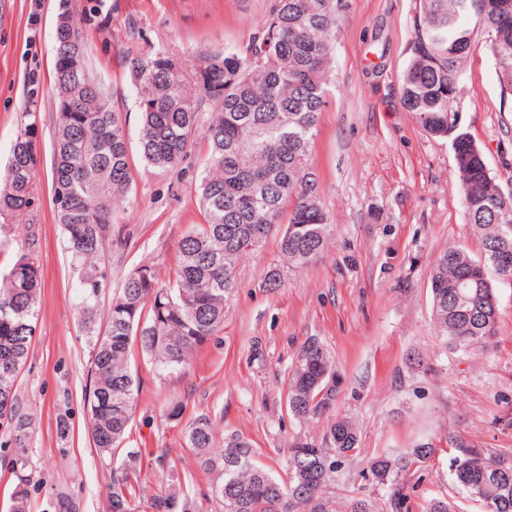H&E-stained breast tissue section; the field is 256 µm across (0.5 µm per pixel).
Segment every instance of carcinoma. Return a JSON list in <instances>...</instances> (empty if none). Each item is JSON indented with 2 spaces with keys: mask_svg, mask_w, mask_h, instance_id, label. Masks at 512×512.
<instances>
[{
  "mask_svg": "<svg viewBox=\"0 0 512 512\" xmlns=\"http://www.w3.org/2000/svg\"><path fill=\"white\" fill-rule=\"evenodd\" d=\"M411 59L401 76V101L422 129L450 143L468 222L482 237L484 257L472 259L460 246L445 250L431 271L432 312L445 347L471 352L496 335L499 310L487 276L493 269L512 279V193L491 177L485 154L465 140L459 124L462 64L473 48L474 28L488 33L485 45L499 81L512 92V0H417ZM341 0H276L246 49L207 54L191 72L159 49L128 58L135 80L143 160L174 168L197 139L207 145L197 189L204 223L180 242L181 260L168 280L148 265L136 268L112 299L105 330L92 346L91 386L85 402L94 447H119L133 418L137 381L130 369L138 346L154 371L165 376L189 365L194 351L224 324V304L236 288L237 261L271 235L283 260L306 266L327 249L331 230L317 190L312 151L319 113L327 103L336 14ZM54 30L57 132L53 144L52 199L57 223L81 266L85 316L106 280L99 263L132 193L126 121L86 61V45L67 0ZM203 94L193 96L191 87ZM212 118L198 128L201 101ZM38 165L36 124L19 127L10 156L0 168V219L22 216L37 223L33 181ZM37 238L0 273V373L14 367L0 386V424L19 432L29 422L15 408L18 377L36 331L42 288ZM336 401V373L319 342L307 341L288 386L287 410L301 420L327 418L320 443L288 449L286 477L256 461V451L238 434L224 440V456H210L215 434L206 414L186 432L188 447L203 468L217 473L213 495L224 512H375L372 500L344 499L333 487L342 459L358 450L357 427L329 417ZM448 454L454 484L485 512H512V453L483 448H436L427 442L398 454L371 458V479L389 489L391 512H410L412 474ZM128 468L112 478L108 512H135Z\"/></svg>",
  "mask_w": 512,
  "mask_h": 512,
  "instance_id": "obj_1",
  "label": "carcinoma"
}]
</instances>
